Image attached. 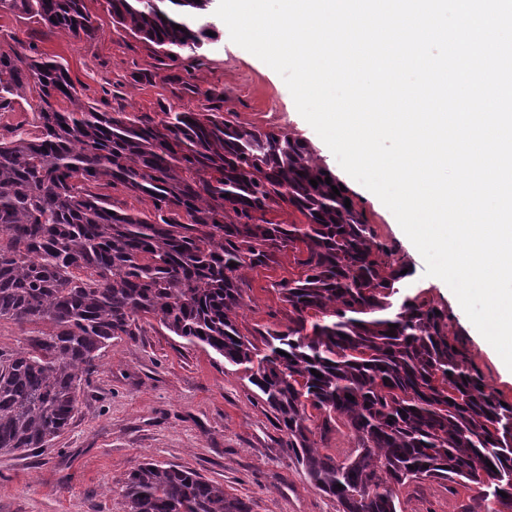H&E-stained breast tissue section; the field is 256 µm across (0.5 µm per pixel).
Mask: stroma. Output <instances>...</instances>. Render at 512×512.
<instances>
[{
	"label": "stroma",
	"mask_w": 512,
	"mask_h": 512,
	"mask_svg": "<svg viewBox=\"0 0 512 512\" xmlns=\"http://www.w3.org/2000/svg\"><path fill=\"white\" fill-rule=\"evenodd\" d=\"M85 4L99 27L88 42L21 11L1 17L0 25L67 66L77 90L75 107L92 103L105 112L152 116L208 106L304 140L316 162L347 187L379 240L404 258L410 283L429 289L434 305L453 316L487 389L512 402V375L448 285L426 276L422 256L392 212L343 171L297 111L280 75L233 43L222 20L208 17L215 37L204 60L164 66L144 43L113 27L105 0ZM213 88L223 90V97L206 101L205 92ZM288 270L285 256L269 267L244 270L250 300L238 312L242 326L265 323L280 310L273 284ZM281 437L242 372L145 321L138 335L114 339L102 352L79 410L60 436L44 448L0 455V512H125L123 482L147 459L196 470L244 498L252 512H339L336 500L317 491L281 448ZM400 501L402 512H484L473 491L439 482L406 485Z\"/></svg>",
	"instance_id": "1"
}]
</instances>
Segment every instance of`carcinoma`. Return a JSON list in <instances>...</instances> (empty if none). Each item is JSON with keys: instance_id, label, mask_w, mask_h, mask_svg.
<instances>
[{"instance_id": "obj_1", "label": "carcinoma", "mask_w": 512, "mask_h": 512, "mask_svg": "<svg viewBox=\"0 0 512 512\" xmlns=\"http://www.w3.org/2000/svg\"><path fill=\"white\" fill-rule=\"evenodd\" d=\"M106 2L112 25L162 63L203 58L211 0ZM17 10L78 41L98 33L84 0H0V13ZM2 39L13 45L0 50V321L44 329L0 348L1 454L57 437L101 350L151 318L244 372L282 447L340 512H401L400 488L423 481L512 512V403L482 388L453 316L407 290L403 260L345 207L348 191L333 195L341 182L305 143L206 108L157 120L70 110L68 69L18 50L0 25ZM28 92L32 120L7 121ZM114 190L151 207L122 208ZM285 209L295 219H278ZM286 252L292 271L273 283L286 319L242 330L241 270ZM339 421L353 451H313ZM123 493L126 512H250L173 464H138Z\"/></svg>"}]
</instances>
